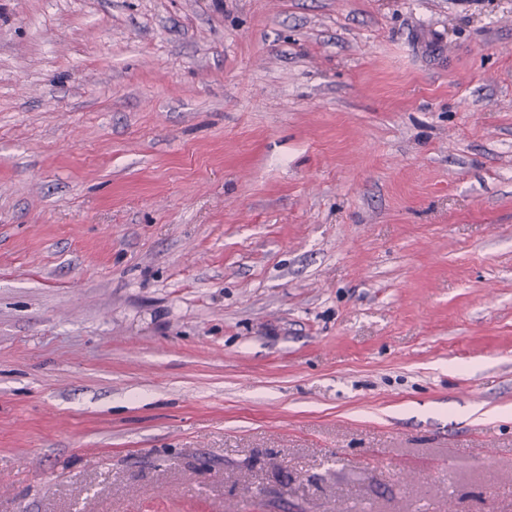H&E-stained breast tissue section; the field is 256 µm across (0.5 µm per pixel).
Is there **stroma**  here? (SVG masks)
Masks as SVG:
<instances>
[{
  "label": "stroma",
  "mask_w": 512,
  "mask_h": 512,
  "mask_svg": "<svg viewBox=\"0 0 512 512\" xmlns=\"http://www.w3.org/2000/svg\"><path fill=\"white\" fill-rule=\"evenodd\" d=\"M0 512H512V0H0Z\"/></svg>",
  "instance_id": "35a3bbf8"
}]
</instances>
